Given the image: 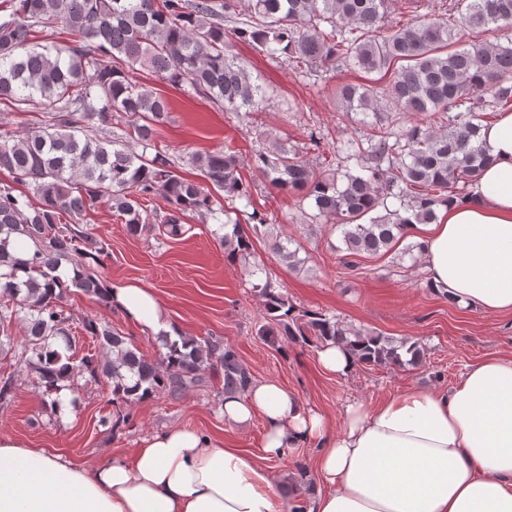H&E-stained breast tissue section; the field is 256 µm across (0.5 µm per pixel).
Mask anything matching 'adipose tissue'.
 Returning <instances> with one entry per match:
<instances>
[{"label": "adipose tissue", "instance_id": "adipose-tissue-1", "mask_svg": "<svg viewBox=\"0 0 512 512\" xmlns=\"http://www.w3.org/2000/svg\"><path fill=\"white\" fill-rule=\"evenodd\" d=\"M493 161L474 202L424 225V262L436 290L484 312H512V112L481 131ZM112 305L142 331L164 316L153 292L116 280ZM225 423L262 416L257 459L211 436L165 427L132 458L95 467L0 433V512H292L299 493L272 463L290 448L316 451L318 487L306 512H512V352L467 366L453 385L409 388L343 426L279 382L225 395Z\"/></svg>", "mask_w": 512, "mask_h": 512}]
</instances>
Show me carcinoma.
<instances>
[{"label": "carcinoma", "mask_w": 512, "mask_h": 512, "mask_svg": "<svg viewBox=\"0 0 512 512\" xmlns=\"http://www.w3.org/2000/svg\"><path fill=\"white\" fill-rule=\"evenodd\" d=\"M11 2V11L0 15V100L14 101L20 111L38 102L46 112L38 127L19 135L0 132V169L40 199L33 207L12 187L0 186V295L6 299L0 305V346L11 345L13 321L27 324L17 360L36 373L44 402L54 408L61 383L80 368L111 380L113 400L128 409L161 392L200 387L208 369L224 371L226 393L251 385L236 352L214 341L168 340L166 352L151 361L126 337L89 318L83 330L102 341L105 356L72 362V316L63 301L76 288L110 304L108 284L98 275L107 251L79 224L62 222V215L76 219L101 201L136 233L150 223L140 200L158 196L168 211L157 221L173 238L184 233L188 215L221 214L226 232L219 242L232 265L253 249L236 202L252 207L247 221L267 224V215L253 207L252 184L242 177L237 152L196 156L203 186L182 177L165 154L147 156L157 127L169 118V103L140 88L132 76L136 67L185 82L226 112L254 107L264 91L225 40L228 19L237 41L290 66L342 65L380 75L381 87L348 83L336 89L342 111L371 119L365 138L336 148L356 171L314 162L283 142L252 156L253 169L270 186L311 201L313 218L340 230L347 265L357 256L390 252L409 226L433 224L439 206L466 198L459 186L477 181L490 161L480 131L492 113L512 106V41L483 39L489 30L512 28V0H448L443 16L418 14L391 29L385 28L391 0H243L241 14L238 0ZM58 22L76 38L35 41L37 28ZM463 35L468 41L461 46ZM413 112L432 114L440 124L392 131V114ZM115 116L121 133L110 134L106 127ZM14 236L26 238L32 258L9 251ZM290 244L278 239L272 250L296 268L304 260ZM64 262L74 276L63 285ZM253 289L267 318L294 340L344 345L367 366L413 365L423 357L415 343L396 344L321 312L300 313L268 281Z\"/></svg>", "instance_id": "1"}]
</instances>
